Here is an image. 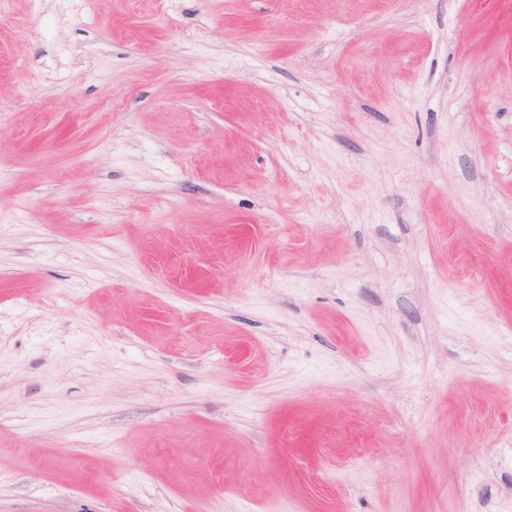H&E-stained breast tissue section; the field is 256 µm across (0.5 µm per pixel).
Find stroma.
Masks as SVG:
<instances>
[{"label": "stroma", "instance_id": "obj_1", "mask_svg": "<svg viewBox=\"0 0 512 512\" xmlns=\"http://www.w3.org/2000/svg\"><path fill=\"white\" fill-rule=\"evenodd\" d=\"M0 512H512V0H0Z\"/></svg>", "mask_w": 512, "mask_h": 512}]
</instances>
